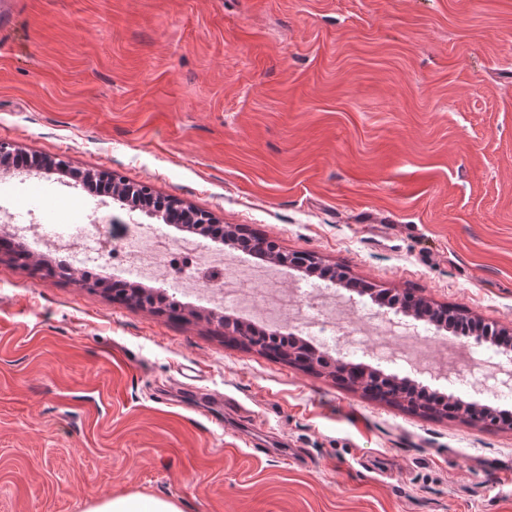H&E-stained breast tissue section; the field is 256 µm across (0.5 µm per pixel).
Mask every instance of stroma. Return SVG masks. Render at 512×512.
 I'll use <instances>...</instances> for the list:
<instances>
[{
  "mask_svg": "<svg viewBox=\"0 0 512 512\" xmlns=\"http://www.w3.org/2000/svg\"><path fill=\"white\" fill-rule=\"evenodd\" d=\"M0 141L512 328V0H5ZM0 205L151 221L56 173L4 175ZM183 304L0 252V512H512V426L374 400ZM87 512H180L175 504L160 499H140L135 496L103 501Z\"/></svg>",
  "mask_w": 512,
  "mask_h": 512,
  "instance_id": "35a3bbf8",
  "label": "stroma"
}]
</instances>
